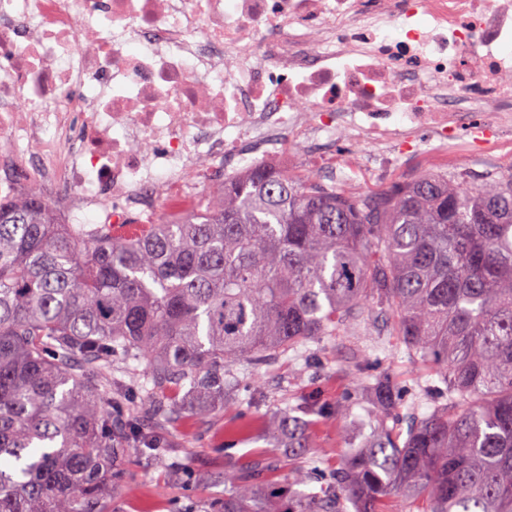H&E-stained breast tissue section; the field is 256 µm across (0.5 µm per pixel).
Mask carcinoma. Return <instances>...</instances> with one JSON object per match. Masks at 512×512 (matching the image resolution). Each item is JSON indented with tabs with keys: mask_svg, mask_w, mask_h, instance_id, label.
<instances>
[{
	"mask_svg": "<svg viewBox=\"0 0 512 512\" xmlns=\"http://www.w3.org/2000/svg\"><path fill=\"white\" fill-rule=\"evenodd\" d=\"M394 317L437 381L418 415L379 376L375 423L326 482L309 447L224 464L214 512H512V176L426 172L376 194L256 165L205 209L122 233L0 197V512H107L137 450L156 456L194 400L208 416L261 365L360 318ZM144 370H138L139 366Z\"/></svg>",
	"mask_w": 512,
	"mask_h": 512,
	"instance_id": "obj_1",
	"label": "carcinoma"
}]
</instances>
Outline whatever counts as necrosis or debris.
<instances>
[{
	"mask_svg": "<svg viewBox=\"0 0 512 512\" xmlns=\"http://www.w3.org/2000/svg\"><path fill=\"white\" fill-rule=\"evenodd\" d=\"M512 139V0H0V193L152 223L341 133Z\"/></svg>",
	"mask_w": 512,
	"mask_h": 512,
	"instance_id": "4bbe7bcc",
	"label": "necrosis or debris"
}]
</instances>
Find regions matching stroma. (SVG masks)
<instances>
[{
  "label": "stroma",
  "instance_id": "obj_1",
  "mask_svg": "<svg viewBox=\"0 0 512 512\" xmlns=\"http://www.w3.org/2000/svg\"><path fill=\"white\" fill-rule=\"evenodd\" d=\"M431 147L428 135H421L419 142L400 148L399 162L392 166L375 149L346 140L336 148V165L344 173V187L370 194L425 171L423 153ZM448 167L474 177L489 172L505 176L512 173V147L491 157L474 146L450 160ZM307 348L312 364L306 369L289 357L259 367L238 363L243 395L226 398L223 412L210 420L189 415L170 431L168 451L182 457L183 479L174 481L160 463L131 454L128 483L113 495L112 512H206L211 503L224 497L228 458L245 462L272 450L265 422L285 407L288 398L314 392L323 402L343 404L362 415L370 401L360 383L361 371L388 376L405 390L417 389L428 377L426 367L408 357L385 315L371 308L356 326L309 342ZM305 419L310 446L300 465L317 460L333 466L349 455L342 421L320 412L307 413Z\"/></svg>",
  "mask_w": 512,
  "mask_h": 512
}]
</instances>
